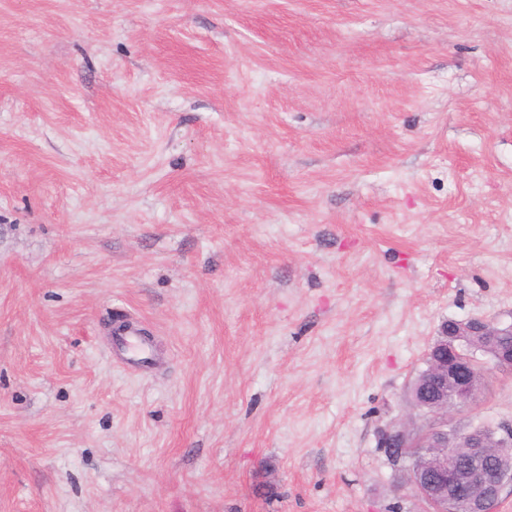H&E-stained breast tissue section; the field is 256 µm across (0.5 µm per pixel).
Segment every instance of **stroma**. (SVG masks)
Wrapping results in <instances>:
<instances>
[{"label":"stroma","mask_w":512,"mask_h":512,"mask_svg":"<svg viewBox=\"0 0 512 512\" xmlns=\"http://www.w3.org/2000/svg\"><path fill=\"white\" fill-rule=\"evenodd\" d=\"M473 317L512 0H0V512H425L378 437Z\"/></svg>","instance_id":"stroma-1"}]
</instances>
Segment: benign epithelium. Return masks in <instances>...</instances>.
Segmentation results:
<instances>
[{
	"instance_id": "7a95c632",
	"label": "benign epithelium",
	"mask_w": 512,
	"mask_h": 512,
	"mask_svg": "<svg viewBox=\"0 0 512 512\" xmlns=\"http://www.w3.org/2000/svg\"><path fill=\"white\" fill-rule=\"evenodd\" d=\"M512 323L489 322L475 317L465 322L450 321L441 329L442 340L435 343L436 357L427 372L420 399L414 406L428 416L416 431L404 427L390 430L382 438L393 467H399L401 449L414 448L425 440L422 451L435 458L432 467L411 468L414 494L443 507L434 512H456L461 503L465 512H493L492 505L512 486V471L500 467L484 442L471 432L448 428V419L471 401L473 373L471 361L459 351L463 336H511Z\"/></svg>"
}]
</instances>
